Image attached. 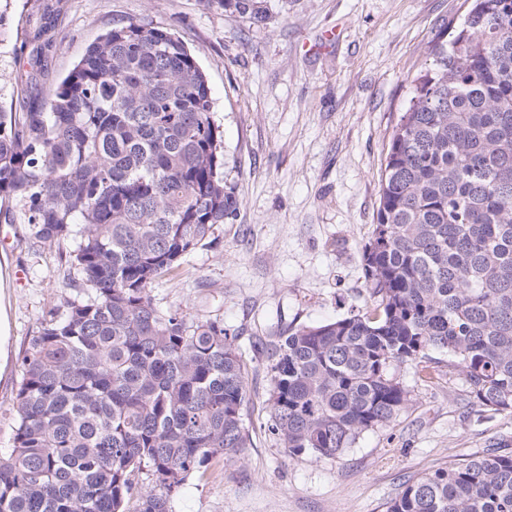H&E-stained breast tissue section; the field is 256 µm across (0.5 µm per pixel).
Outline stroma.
I'll return each mask as SVG.
<instances>
[{
	"label": "stroma",
	"mask_w": 512,
	"mask_h": 512,
	"mask_svg": "<svg viewBox=\"0 0 512 512\" xmlns=\"http://www.w3.org/2000/svg\"><path fill=\"white\" fill-rule=\"evenodd\" d=\"M267 24L219 0H9L0 23V110L25 112L119 20L175 33L203 68L222 134L224 179L239 200L213 247L154 284L161 311L223 320L248 370L241 457L211 461L171 512H385L413 479L472 456L512 453V413L477 417L464 376L432 351L431 381L391 372L409 392L396 419L341 455H290L267 430L270 377L260 344L371 302L361 254L381 171L439 30L455 35L465 0H264ZM334 40L321 43L325 31ZM0 223L9 352L0 370V450L12 445L19 359L50 310H64L62 253Z\"/></svg>",
	"instance_id": "35a3bbf8"
}]
</instances>
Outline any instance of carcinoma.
<instances>
[{"instance_id": "obj_1", "label": "carcinoma", "mask_w": 512, "mask_h": 512, "mask_svg": "<svg viewBox=\"0 0 512 512\" xmlns=\"http://www.w3.org/2000/svg\"><path fill=\"white\" fill-rule=\"evenodd\" d=\"M224 10L267 14L259 0ZM410 81L362 271L372 308L263 344L269 432L332 458L409 401L390 375L451 357L480 416L512 412V0H473ZM198 61L150 23L112 25L30 112L0 111V222L58 246L76 296L20 359L0 512H169L250 439L247 372L224 323L163 312L152 286L237 209ZM147 474L158 492H142ZM386 512H512V454L409 484Z\"/></svg>"}]
</instances>
